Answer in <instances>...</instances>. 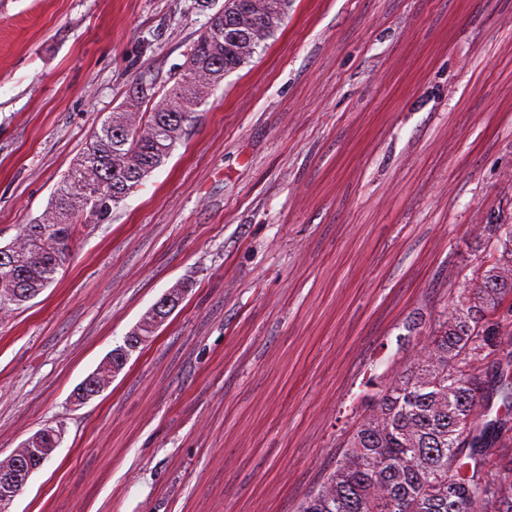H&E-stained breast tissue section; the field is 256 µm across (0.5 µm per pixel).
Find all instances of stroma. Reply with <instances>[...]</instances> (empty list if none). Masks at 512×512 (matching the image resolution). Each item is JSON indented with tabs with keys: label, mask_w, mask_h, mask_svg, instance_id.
I'll list each match as a JSON object with an SVG mask.
<instances>
[{
	"label": "stroma",
	"mask_w": 512,
	"mask_h": 512,
	"mask_svg": "<svg viewBox=\"0 0 512 512\" xmlns=\"http://www.w3.org/2000/svg\"><path fill=\"white\" fill-rule=\"evenodd\" d=\"M224 0H0V246ZM512 223V0H293L55 283L0 319V459L63 426L11 512H296L339 412ZM179 281L101 396L70 397Z\"/></svg>",
	"instance_id": "stroma-1"
}]
</instances>
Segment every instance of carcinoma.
I'll return each mask as SVG.
<instances>
[{
    "label": "carcinoma",
    "instance_id": "carcinoma-1",
    "mask_svg": "<svg viewBox=\"0 0 512 512\" xmlns=\"http://www.w3.org/2000/svg\"><path fill=\"white\" fill-rule=\"evenodd\" d=\"M290 0H224L191 45L164 94L136 79L127 101L72 161L51 203L0 247V315L9 316L56 280L71 256L77 219L109 221L114 209L189 136L199 108L229 73L274 37ZM150 105L147 112L142 104ZM482 259L456 268L441 310L408 327L407 342L381 373L336 438L338 456L298 512H512V224L476 228ZM177 282L130 330L150 339L184 299ZM132 347L115 346L92 372L106 383ZM61 438L42 430L40 458L11 468L24 482Z\"/></svg>",
    "mask_w": 512,
    "mask_h": 512
}]
</instances>
